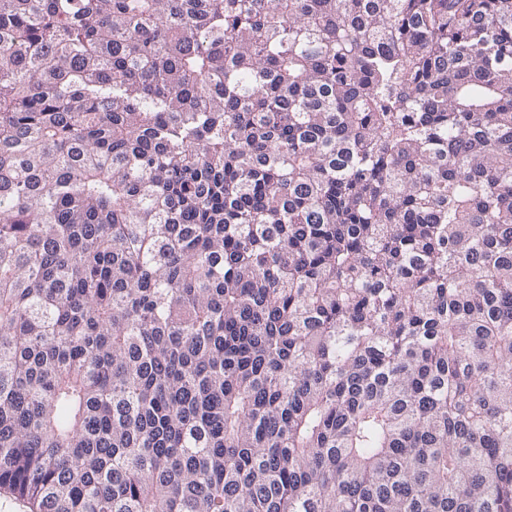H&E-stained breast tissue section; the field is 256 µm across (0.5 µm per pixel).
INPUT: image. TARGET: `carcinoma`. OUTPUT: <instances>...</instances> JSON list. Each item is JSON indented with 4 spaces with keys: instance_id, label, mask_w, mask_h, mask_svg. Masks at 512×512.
<instances>
[{
    "instance_id": "carcinoma-1",
    "label": "carcinoma",
    "mask_w": 512,
    "mask_h": 512,
    "mask_svg": "<svg viewBox=\"0 0 512 512\" xmlns=\"http://www.w3.org/2000/svg\"><path fill=\"white\" fill-rule=\"evenodd\" d=\"M0 489L512 512V0H0Z\"/></svg>"
}]
</instances>
